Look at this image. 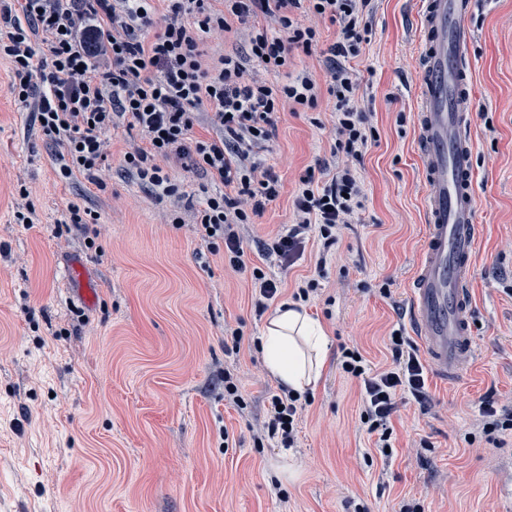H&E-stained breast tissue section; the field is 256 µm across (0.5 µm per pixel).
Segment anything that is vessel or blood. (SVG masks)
Listing matches in <instances>:
<instances>
[{
	"mask_svg": "<svg viewBox=\"0 0 512 512\" xmlns=\"http://www.w3.org/2000/svg\"><path fill=\"white\" fill-rule=\"evenodd\" d=\"M422 6L416 94L426 235L410 289L411 325L433 369L454 376L476 352L469 285L481 227L468 61L478 0Z\"/></svg>",
	"mask_w": 512,
	"mask_h": 512,
	"instance_id": "obj_1",
	"label": "vessel or blood"
}]
</instances>
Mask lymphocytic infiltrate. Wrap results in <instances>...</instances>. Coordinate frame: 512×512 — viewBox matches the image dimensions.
I'll list each match as a JSON object with an SVG mask.
<instances>
[{
    "label": "lymphocytic infiltrate",
    "instance_id": "1",
    "mask_svg": "<svg viewBox=\"0 0 512 512\" xmlns=\"http://www.w3.org/2000/svg\"><path fill=\"white\" fill-rule=\"evenodd\" d=\"M151 11V0H21L17 8L0 0V56L13 65L12 92L25 104L36 86L44 87L37 119L44 136L64 149L66 174L102 185L107 136L123 120L147 141L125 152L124 166L158 197L179 193L166 165L207 177L217 190L199 208L194 231L210 253H223L234 271L249 276L252 307L263 314L281 287L247 261L239 233L280 193L278 175L260 154L276 134L280 106L313 110L324 92L335 100L337 150L358 160L375 141L368 113L356 105L358 83L350 66L369 41L371 0H224L220 10L212 0H168L158 26ZM259 16L271 24L254 26L246 56L227 54L215 66L204 65L205 38L230 31L233 21ZM320 19L337 28L326 46L316 25ZM315 52L325 58L326 87L304 71L276 85L246 75L245 59L277 72L292 55ZM203 115L215 137L194 136ZM362 207L363 190L350 167L320 187L314 168H307L294 193L293 223L261 241L258 252L290 265L313 234L331 248ZM389 349L392 364L384 370L372 369L355 347L343 348L340 360L342 374L362 388L360 415L381 454L392 446L388 423L400 403L424 406L429 400L418 346L403 335L390 339ZM303 409L299 395L272 393L255 443L294 447Z\"/></svg>",
    "mask_w": 512,
    "mask_h": 512
}]
</instances>
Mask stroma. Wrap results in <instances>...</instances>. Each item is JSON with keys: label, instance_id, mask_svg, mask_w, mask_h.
<instances>
[{"label": "stroma", "instance_id": "obj_1", "mask_svg": "<svg viewBox=\"0 0 512 512\" xmlns=\"http://www.w3.org/2000/svg\"><path fill=\"white\" fill-rule=\"evenodd\" d=\"M421 8L374 0L371 41L352 64L377 133L356 165L363 209L330 250L312 239L293 266L263 265L282 280L284 301L318 258L328 272L306 307L329 352L287 450L254 444L278 385L249 281L193 232L207 178L169 166L184 197L157 198L123 166L144 143L123 123L111 133L103 187L64 176L36 101L15 100L12 65L0 58V512H512V436L496 447L477 424L486 397L512 404V0H479L469 60L482 226L470 288L477 354L458 378L429 372V409L400 405L388 457L373 453L359 390L337 367L344 344L372 367L390 365L389 334L411 324L425 233L414 96ZM333 110L326 95L313 110L281 108L264 159L282 188L241 228L249 258L292 223L301 172L314 167L324 182L340 165ZM71 202L97 215L94 246L80 231L58 233ZM18 211L31 223H16ZM75 260L99 289L95 307L66 277ZM230 327L242 333L236 352L224 345ZM228 374L244 406L225 399Z\"/></svg>", "mask_w": 512, "mask_h": 512}]
</instances>
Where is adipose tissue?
<instances>
[{"instance_id":"obj_1","label":"adipose tissue","mask_w":512,"mask_h":512,"mask_svg":"<svg viewBox=\"0 0 512 512\" xmlns=\"http://www.w3.org/2000/svg\"><path fill=\"white\" fill-rule=\"evenodd\" d=\"M328 346L324 328L304 304L284 302L266 319L261 349L280 386L302 394L320 377Z\"/></svg>"}]
</instances>
